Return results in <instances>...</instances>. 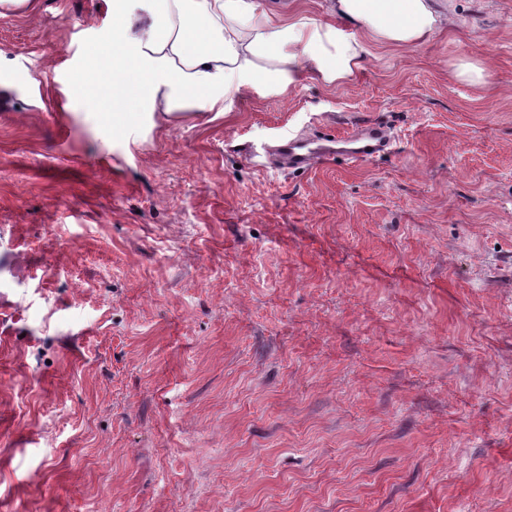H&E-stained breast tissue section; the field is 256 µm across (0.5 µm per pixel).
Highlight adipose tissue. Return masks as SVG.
I'll return each instance as SVG.
<instances>
[{
    "label": "adipose tissue",
    "instance_id": "adipose-tissue-1",
    "mask_svg": "<svg viewBox=\"0 0 512 512\" xmlns=\"http://www.w3.org/2000/svg\"><path fill=\"white\" fill-rule=\"evenodd\" d=\"M331 20L259 0H110L111 23L75 72L120 126L126 112H211L245 88L281 93L312 74L346 79L372 44L414 46L445 21L437 0H329Z\"/></svg>",
    "mask_w": 512,
    "mask_h": 512
}]
</instances>
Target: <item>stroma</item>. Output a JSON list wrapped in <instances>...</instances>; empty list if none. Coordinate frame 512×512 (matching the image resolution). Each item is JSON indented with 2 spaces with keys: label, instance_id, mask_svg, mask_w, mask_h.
<instances>
[{
  "label": "stroma",
  "instance_id": "obj_1",
  "mask_svg": "<svg viewBox=\"0 0 512 512\" xmlns=\"http://www.w3.org/2000/svg\"><path fill=\"white\" fill-rule=\"evenodd\" d=\"M447 6L121 129L71 90L105 0L0 15V512H512V0ZM359 140L361 145L356 149V156L368 158L378 154L385 147L386 134L379 127L368 126L362 129ZM309 143L303 141L291 140L281 146V154L285 160V164L289 169H308L318 162H322L324 156L330 153L323 151L324 155L319 152H311Z\"/></svg>",
  "mask_w": 512,
  "mask_h": 512
}]
</instances>
